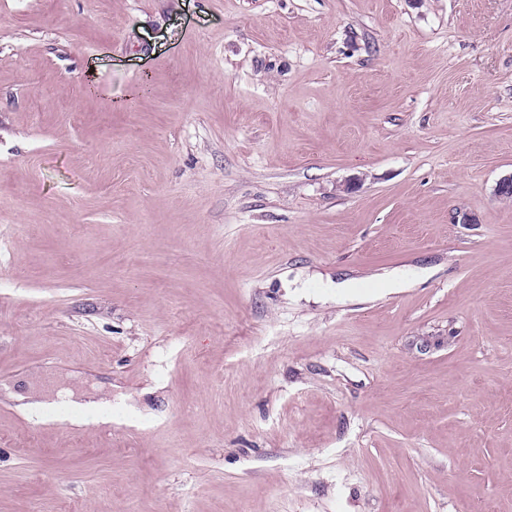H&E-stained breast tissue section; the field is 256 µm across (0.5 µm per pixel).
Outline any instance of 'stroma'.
Instances as JSON below:
<instances>
[{"label": "stroma", "instance_id": "stroma-1", "mask_svg": "<svg viewBox=\"0 0 512 512\" xmlns=\"http://www.w3.org/2000/svg\"><path fill=\"white\" fill-rule=\"evenodd\" d=\"M511 172L512 0H0V512H512ZM104 404L101 406L100 403L96 401H86L83 403H77L75 404V407L72 409V414L69 417V422L71 424H77L82 425L83 423L90 422L86 418V414L88 413H95L94 418L92 419V422L95 423H109L112 421V417L110 416H103L98 415L97 411L99 408L103 407Z\"/></svg>", "mask_w": 512, "mask_h": 512}]
</instances>
